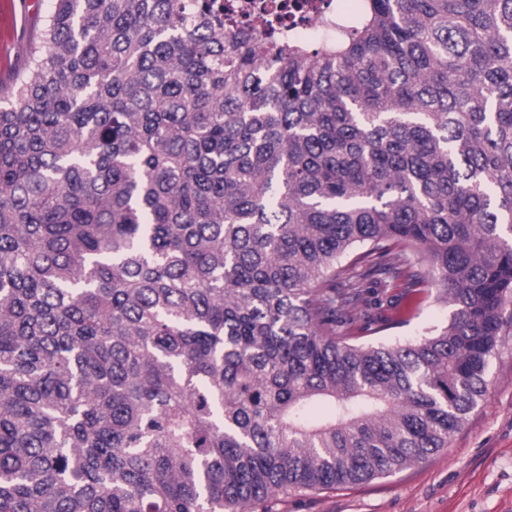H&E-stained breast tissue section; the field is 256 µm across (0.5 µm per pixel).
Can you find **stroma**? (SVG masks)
<instances>
[{
  "instance_id": "35a3bbf8",
  "label": "stroma",
  "mask_w": 512,
  "mask_h": 512,
  "mask_svg": "<svg viewBox=\"0 0 512 512\" xmlns=\"http://www.w3.org/2000/svg\"><path fill=\"white\" fill-rule=\"evenodd\" d=\"M53 0H0V84L27 70ZM359 342L411 340L447 322L449 307L422 287L382 288ZM272 512H512V335L499 340L479 403L444 448L387 477L336 490L299 491Z\"/></svg>"
}]
</instances>
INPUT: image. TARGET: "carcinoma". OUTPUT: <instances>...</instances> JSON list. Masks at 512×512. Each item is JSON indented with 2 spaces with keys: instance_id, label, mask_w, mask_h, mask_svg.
I'll return each instance as SVG.
<instances>
[{
  "instance_id": "obj_1",
  "label": "carcinoma",
  "mask_w": 512,
  "mask_h": 512,
  "mask_svg": "<svg viewBox=\"0 0 512 512\" xmlns=\"http://www.w3.org/2000/svg\"><path fill=\"white\" fill-rule=\"evenodd\" d=\"M54 2L0 89V512H246L445 447L512 328V0H328L316 43ZM406 275L446 324L354 342Z\"/></svg>"
}]
</instances>
